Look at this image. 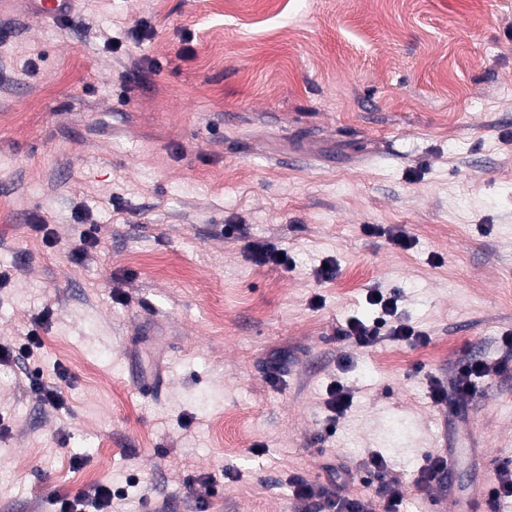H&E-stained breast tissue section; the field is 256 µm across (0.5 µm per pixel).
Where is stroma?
Wrapping results in <instances>:
<instances>
[{
  "instance_id": "1",
  "label": "stroma",
  "mask_w": 512,
  "mask_h": 512,
  "mask_svg": "<svg viewBox=\"0 0 512 512\" xmlns=\"http://www.w3.org/2000/svg\"><path fill=\"white\" fill-rule=\"evenodd\" d=\"M0 270V344L52 311L0 364V512L99 484L127 490L108 512H320L291 478L327 488L374 452L403 512H469L483 463L512 460V371L429 395L512 336V0H77L68 26L12 0ZM373 288L425 339L343 340ZM34 368L67 369L63 408ZM337 381L354 399L330 433ZM439 449L458 477L418 491ZM247 248L256 265L275 264L288 267V253L271 243L252 241L248 243ZM279 255H284V260H280ZM51 310L49 308H43L41 313L36 317L32 323V328L28 330L25 339L27 343L20 345L18 348L13 344H2L0 345V362L9 363L17 356H24L27 358L30 355V344L35 346L41 345L38 329L50 318ZM27 378L31 388L39 395L41 401L46 405L55 408H62L64 399L62 396L61 386L58 383L68 382L69 374L66 370H62L57 375V382H46L42 379L40 373L36 370L28 371Z\"/></svg>"
}]
</instances>
